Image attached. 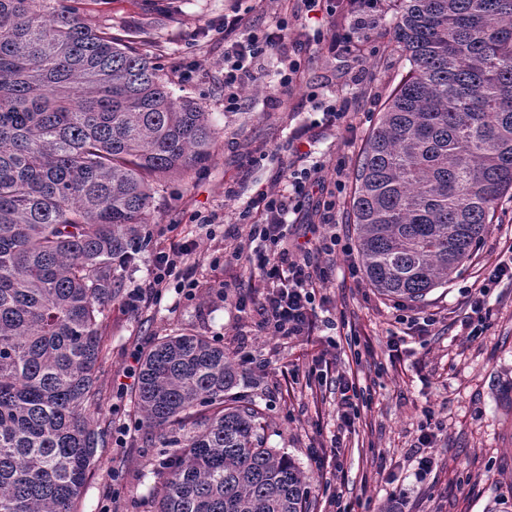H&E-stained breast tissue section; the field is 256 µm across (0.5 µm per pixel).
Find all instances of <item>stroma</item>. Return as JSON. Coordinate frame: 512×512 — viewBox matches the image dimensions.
I'll list each match as a JSON object with an SVG mask.
<instances>
[{
  "mask_svg": "<svg viewBox=\"0 0 512 512\" xmlns=\"http://www.w3.org/2000/svg\"><path fill=\"white\" fill-rule=\"evenodd\" d=\"M269 21L273 0H91L93 20L146 37L148 49L177 96L198 100L222 133L207 167L160 187L155 195L149 242L124 289L148 287L151 261L161 250L196 240L193 273L201 288L195 299L167 289L161 300L145 298L135 311L114 302L103 327L109 352L99 383L110 401L93 415L108 431L77 512H148L159 485L157 449L129 423L130 398L119 385L132 356L157 337L192 332L220 337L227 352L247 356L236 393L259 404L270 447L288 453L311 478V512H326L330 494L347 512H380L393 495L403 512H512V284L488 299L487 331L468 335L465 291L483 265L512 244V197L503 196L495 222L470 262L421 302H397L369 283L354 249L349 222L351 196L365 139L385 101L408 66L392 46L396 0L367 39L361 57L335 60L309 51V62L284 104L272 106L262 83L249 86L239 112L224 109L220 86L224 37L212 23L238 6ZM199 61L194 83H182L181 64ZM342 103L344 119L334 129L318 126L316 104ZM308 127L304 143H291L294 129ZM296 168L323 162L345 170L343 200L332 212L329 234L346 251L314 256L331 276L316 297L318 328L309 339L284 340L259 328L235 306L236 285L247 273L239 264L214 263L226 233L247 235L239 214L250 198L276 177L281 161ZM219 216L216 224L202 217ZM226 282L225 294L212 284ZM431 316V332L397 324L398 315ZM335 361L322 377L318 357ZM364 392L361 416L344 426L336 413L338 374ZM433 436L431 465L419 470L416 444L421 432ZM322 452L324 465L312 454Z\"/></svg>",
  "mask_w": 512,
  "mask_h": 512,
  "instance_id": "35a3bbf8",
  "label": "stroma"
}]
</instances>
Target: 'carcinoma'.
I'll return each instance as SVG.
<instances>
[{"instance_id": "cac0c4a2", "label": "carcinoma", "mask_w": 512, "mask_h": 512, "mask_svg": "<svg viewBox=\"0 0 512 512\" xmlns=\"http://www.w3.org/2000/svg\"><path fill=\"white\" fill-rule=\"evenodd\" d=\"M89 0H0V512H76L104 434L103 320L117 257L147 243L155 189L207 165L219 132L174 96L147 40ZM409 74L360 155L352 197L371 285L421 301L469 262L512 191V0H397ZM210 336L142 353L137 428L161 449L151 512H311Z\"/></svg>"}]
</instances>
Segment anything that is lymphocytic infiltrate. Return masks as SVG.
Instances as JSON below:
<instances>
[{"label":"lymphocytic infiltrate","instance_id":"obj_1","mask_svg":"<svg viewBox=\"0 0 512 512\" xmlns=\"http://www.w3.org/2000/svg\"><path fill=\"white\" fill-rule=\"evenodd\" d=\"M300 13L315 14L323 19L322 28L306 34L296 29L287 15H279L266 25H256L249 12L225 14L218 28L224 34V109L240 111L244 90L258 78L256 66L261 58L274 55L278 63L276 83L267 86L269 101L279 102L287 95L300 72L304 48L315 46L328 57L353 50L354 40L337 34L336 18L349 19L354 29L370 30L384 12V0H299ZM344 172L326 168L317 162L302 169L282 167L276 185L262 189L251 198L248 207L260 214L259 223L251 225L245 245L234 246L224 254L225 262L245 260L255 285L262 295L239 296L235 305L239 312L256 318L258 326L274 336L301 337L312 335V317L317 288L323 287L328 272L313 268L312 255L331 252L339 245L336 235H317L307 244L289 250L283 241L287 235L289 215L299 213L302 199L314 192L326 194L322 221H329L330 210L337 206L336 193L342 192ZM194 241H186L170 252L153 257L151 288L155 298L172 287L191 299L199 287L188 258L196 250ZM512 282V257L485 266L475 289L467 291L469 314L463 323L470 335L478 336L488 325L487 297L502 282Z\"/></svg>","mask_w":512,"mask_h":512}]
</instances>
